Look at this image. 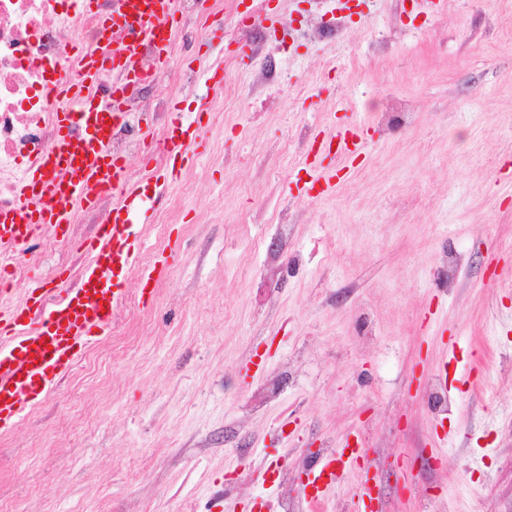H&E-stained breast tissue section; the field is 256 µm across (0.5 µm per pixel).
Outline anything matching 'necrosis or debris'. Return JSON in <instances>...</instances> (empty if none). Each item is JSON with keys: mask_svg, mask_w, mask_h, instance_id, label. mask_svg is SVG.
<instances>
[{"mask_svg": "<svg viewBox=\"0 0 512 512\" xmlns=\"http://www.w3.org/2000/svg\"><path fill=\"white\" fill-rule=\"evenodd\" d=\"M112 0H0V210L11 208L28 166L52 147L59 102L55 88L72 70L67 52L100 38L98 17ZM161 139L122 122L109 131V151L123 157L160 152Z\"/></svg>", "mask_w": 512, "mask_h": 512, "instance_id": "4bbe7bcc", "label": "necrosis or debris"}]
</instances>
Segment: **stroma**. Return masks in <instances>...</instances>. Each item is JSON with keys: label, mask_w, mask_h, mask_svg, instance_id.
I'll return each mask as SVG.
<instances>
[{"label": "stroma", "mask_w": 512, "mask_h": 512, "mask_svg": "<svg viewBox=\"0 0 512 512\" xmlns=\"http://www.w3.org/2000/svg\"><path fill=\"white\" fill-rule=\"evenodd\" d=\"M339 6L218 0L216 18L176 31L158 85L192 76L173 101L206 117L179 213L150 216L122 283L136 305L91 337L92 365L0 432L6 512L274 510L285 487L300 512H348L356 475L320 507L302 483L321 443L349 439L380 461L387 512H512V0L439 14L369 0L338 39L298 23ZM269 65L280 83H256ZM394 99L417 120L392 133L377 114ZM354 124L355 159L310 152L312 135ZM316 163L336 173L321 195ZM279 237L294 270L270 249ZM448 250L463 263L444 288ZM24 251L30 276L0 305L86 263ZM149 264L161 276L146 284ZM443 370L439 415L427 398Z\"/></svg>", "instance_id": "stroma-1"}]
</instances>
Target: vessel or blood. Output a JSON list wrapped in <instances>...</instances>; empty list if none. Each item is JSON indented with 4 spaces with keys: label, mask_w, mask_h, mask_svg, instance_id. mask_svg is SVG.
I'll return each instance as SVG.
<instances>
[{
    "label": "vessel or blood",
    "mask_w": 512,
    "mask_h": 512,
    "mask_svg": "<svg viewBox=\"0 0 512 512\" xmlns=\"http://www.w3.org/2000/svg\"><path fill=\"white\" fill-rule=\"evenodd\" d=\"M176 6L177 0H112L113 10L131 18L133 27L115 29L105 43L80 51L76 76L61 89L65 103L58 121L65 124L78 116L85 137L76 140L59 132L52 150L24 174L15 206L0 211V242L14 246L39 230L67 223L57 200L93 207L103 192L112 194L103 230L84 245L92 260L79 283L71 284L66 276L59 279L64 286L61 302L49 305L44 296L30 294L16 306L0 307L1 429L23 416L32 396L49 392L64 376L87 336L109 328L126 300L121 281L135 266L149 208L165 204L169 187L196 155L201 121L189 122L171 111L162 168L153 172L154 188L147 194L141 182L127 178L123 160L107 147L110 122L125 120L132 89L143 78L137 67L142 45L154 43L160 63L168 61L169 44L158 41L157 33L160 27L173 26ZM106 75L112 78V92L102 97L94 86ZM318 146L351 159L365 146L364 130L332 128L322 133ZM348 462L366 470L372 466L367 451L359 447L311 466L315 503H324L329 491L342 483Z\"/></svg>",
    "instance_id": "obj_1"
}]
</instances>
